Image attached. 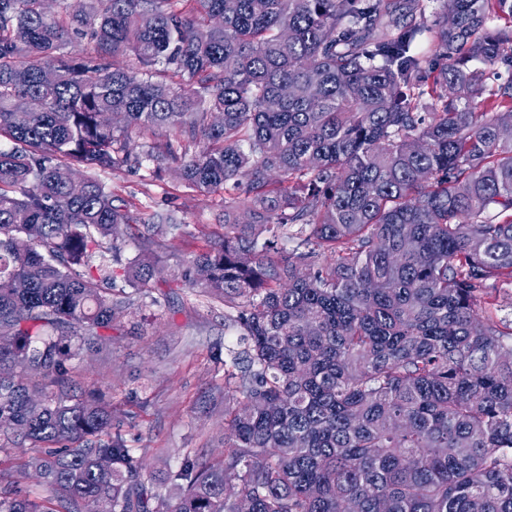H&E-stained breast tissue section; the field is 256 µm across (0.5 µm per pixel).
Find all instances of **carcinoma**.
I'll list each match as a JSON object with an SVG mask.
<instances>
[{
  "label": "carcinoma",
  "mask_w": 512,
  "mask_h": 512,
  "mask_svg": "<svg viewBox=\"0 0 512 512\" xmlns=\"http://www.w3.org/2000/svg\"><path fill=\"white\" fill-rule=\"evenodd\" d=\"M442 7L430 22L423 0H59L55 16L0 0V370L44 381L38 402L0 376V435L46 446L28 466L53 493L15 485L0 512H512V325L492 312L512 285V77L476 112L472 66L512 67V0ZM145 162L231 189L224 233L175 287L224 302L243 345L224 458L182 463L155 507L110 406L65 391L66 361L132 305L107 284L153 293L152 232L178 228L154 211L121 263L141 218L99 173Z\"/></svg>",
  "instance_id": "carcinoma-1"
}]
</instances>
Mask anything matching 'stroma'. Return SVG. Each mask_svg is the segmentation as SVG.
Wrapping results in <instances>:
<instances>
[{
	"instance_id": "stroma-1",
	"label": "stroma",
	"mask_w": 512,
	"mask_h": 512,
	"mask_svg": "<svg viewBox=\"0 0 512 512\" xmlns=\"http://www.w3.org/2000/svg\"><path fill=\"white\" fill-rule=\"evenodd\" d=\"M114 195L140 215L173 209L182 229L159 235L153 250L156 282L177 277L191 257L224 232V194H198L173 172L151 168L103 173ZM121 331L107 350H84L69 363L68 394H103L132 454L142 458V480L155 494L176 491L173 474L184 459L217 462L224 455V355L237 331L224 323V305L199 290L179 288L121 316ZM30 443L0 450V489L21 485L48 501L50 490L25 464L37 456Z\"/></svg>"
}]
</instances>
